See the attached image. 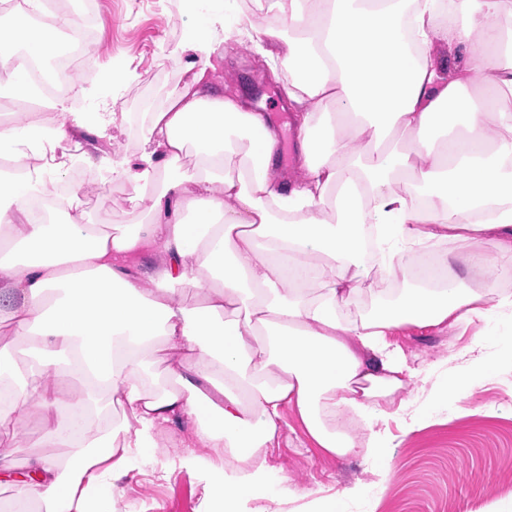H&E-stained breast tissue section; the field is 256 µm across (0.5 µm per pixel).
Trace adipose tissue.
<instances>
[{
  "instance_id": "obj_1",
  "label": "adipose tissue",
  "mask_w": 512,
  "mask_h": 512,
  "mask_svg": "<svg viewBox=\"0 0 512 512\" xmlns=\"http://www.w3.org/2000/svg\"><path fill=\"white\" fill-rule=\"evenodd\" d=\"M185 79L147 116L144 148L108 159L113 177L147 203L149 220L105 232L84 223L79 189L45 220L32 218L41 167L22 146L55 155L64 123L40 110L0 121V323L35 346L33 369L0 351V484L16 505L43 512H112L117 482L171 424L191 423L208 447L238 460L224 467L185 449L201 474L204 512H244L265 498L263 459L284 409L325 453H362L387 479L393 441L380 427L418 381L391 332L409 324L455 327L512 315V294L489 277L512 267V0H185ZM255 48L281 72L297 130L293 164L280 161L276 130L247 94L214 86L224 42ZM56 51V31L15 15L0 34V71L28 90L17 48ZM483 83L485 97H470ZM450 129L441 137V129ZM196 157L194 173L157 183L159 167ZM192 222L179 218L182 209ZM391 244L377 263L403 287L373 313L350 308L363 292L367 225ZM462 243L482 289L455 275L438 243ZM427 246L437 286L415 284L413 247ZM209 268L218 282L198 275ZM204 298L190 306L185 291ZM162 341L176 388L152 390L147 355ZM86 397L121 407L119 432L81 406L46 442L71 448L69 466L33 457L17 470L14 415L59 407L61 371Z\"/></svg>"
}]
</instances>
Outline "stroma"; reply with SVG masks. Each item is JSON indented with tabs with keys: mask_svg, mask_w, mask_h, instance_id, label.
<instances>
[{
	"mask_svg": "<svg viewBox=\"0 0 512 512\" xmlns=\"http://www.w3.org/2000/svg\"><path fill=\"white\" fill-rule=\"evenodd\" d=\"M91 5L79 34L92 50L71 98L77 111L115 113V125L104 138L68 126L74 151L63 171L45 174L44 183L50 187L78 175L90 184L82 197L85 223L100 228L142 224L148 219L144 208L127 202L131 185L113 180L85 157L93 152L139 155L148 112L160 107L183 81L179 44L193 19L181 0H91ZM115 67L126 73L125 81H107ZM214 77L216 86L228 94L242 91L247 83L261 87L255 109L269 115L283 140L293 139L282 88L271 81L254 50L225 43ZM477 338L492 365L486 380L465 396L449 397L437 406L429 425L409 431L402 417L385 421L397 443L387 461L386 482L378 481L362 456L323 454L294 411H285L279 445L265 456L274 476L268 501L272 512H311L316 498L356 484L363 485L364 493L346 500L342 512H497L512 506V320L477 322L464 330L445 324L409 325L391 340L412 367L462 380L466 374L458 355ZM15 428L25 433L15 455L17 469H26L34 455L69 460V448H43L44 428L36 411L18 415ZM187 443L198 455H219L195 441L189 428L172 426L159 437L155 452L136 458L119 480L115 512H200V476L179 463Z\"/></svg>",
	"mask_w": 512,
	"mask_h": 512,
	"instance_id": "35a3bbf8",
	"label": "stroma"
}]
</instances>
